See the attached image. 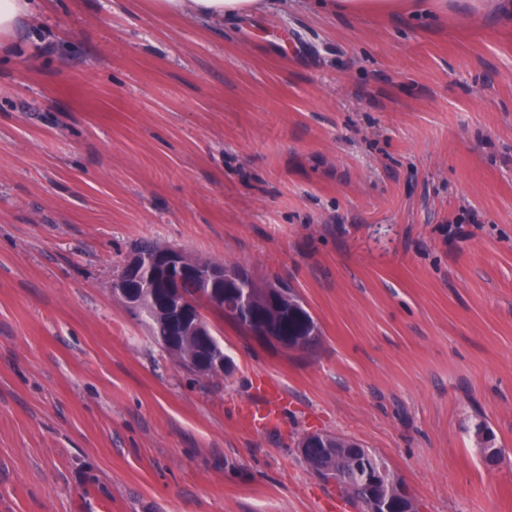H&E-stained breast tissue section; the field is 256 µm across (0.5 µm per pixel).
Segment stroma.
<instances>
[{
    "mask_svg": "<svg viewBox=\"0 0 512 512\" xmlns=\"http://www.w3.org/2000/svg\"><path fill=\"white\" fill-rule=\"evenodd\" d=\"M446 3L35 0L0 55V512H359L310 430L383 456L417 512H512V18ZM146 241L291 283L317 344L211 313L233 372H186L112 296ZM153 8L161 14L224 22V19L249 16L265 11L270 0H152ZM338 13L359 15L368 13L389 14L399 8L397 0H330ZM259 389V397L256 400L249 401L245 408V419L251 425H260L268 419L269 407L272 400L278 399L280 394L274 389Z\"/></svg>",
    "mask_w": 512,
    "mask_h": 512,
    "instance_id": "stroma-1",
    "label": "stroma"
}]
</instances>
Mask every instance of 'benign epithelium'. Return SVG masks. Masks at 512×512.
I'll return each mask as SVG.
<instances>
[{
    "label": "benign epithelium",
    "instance_id": "obj_1",
    "mask_svg": "<svg viewBox=\"0 0 512 512\" xmlns=\"http://www.w3.org/2000/svg\"><path fill=\"white\" fill-rule=\"evenodd\" d=\"M237 279L236 273L222 262L195 259L182 250L165 247L158 251L138 249L124 264L113 282L112 293L128 313L147 316V312L165 316L177 324L179 335L201 336L211 343V326L201 315V309L184 292L191 282L199 288L207 308L225 311L224 284ZM234 316H246V326L258 340L286 350L302 349L301 341L290 336H273L262 323L248 296L241 297L239 308L229 311ZM329 434L309 431L302 437L300 451L329 446ZM414 501L407 487L397 482L387 496H372L368 512H392L399 506L403 512H414Z\"/></svg>",
    "mask_w": 512,
    "mask_h": 512
}]
</instances>
